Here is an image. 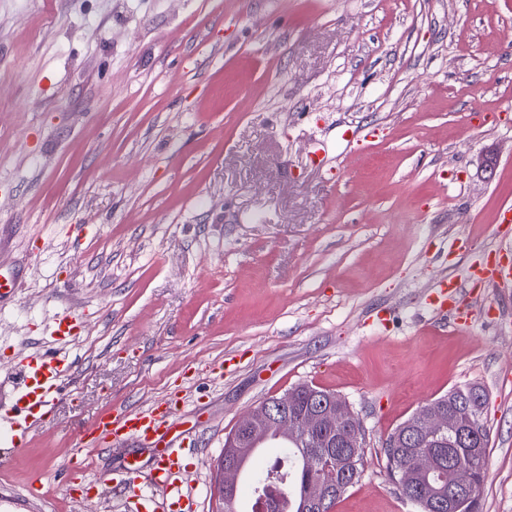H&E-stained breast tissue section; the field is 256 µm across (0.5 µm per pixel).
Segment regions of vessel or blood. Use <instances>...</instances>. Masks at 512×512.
I'll list each match as a JSON object with an SVG mask.
<instances>
[{
    "mask_svg": "<svg viewBox=\"0 0 512 512\" xmlns=\"http://www.w3.org/2000/svg\"><path fill=\"white\" fill-rule=\"evenodd\" d=\"M512 282V262L501 259L477 269L469 285L484 282ZM465 285L454 279L442 280L433 299L434 306L445 309L461 297ZM71 369L67 358L55 353L28 356L18 372V392L10 405L0 407V443L8 448L26 447L39 422L48 417L62 390V382ZM137 439L153 446L157 457L151 473L152 487L162 489L164 499L143 495L142 472L136 462H128L115 472V488L130 493L136 512H196L193 496L185 492L180 475L193 456V429L180 425L172 401L161 399L140 410L108 411L100 414L85 431L80 448L72 453L73 463H82L86 448L115 445Z\"/></svg>",
    "mask_w": 512,
    "mask_h": 512,
    "instance_id": "1",
    "label": "vessel or blood"
}]
</instances>
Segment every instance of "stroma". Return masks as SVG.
<instances>
[{
  "label": "stroma",
  "mask_w": 512,
  "mask_h": 512,
  "mask_svg": "<svg viewBox=\"0 0 512 512\" xmlns=\"http://www.w3.org/2000/svg\"><path fill=\"white\" fill-rule=\"evenodd\" d=\"M474 112L494 122H471ZM375 129L350 151L345 130ZM323 155V166L313 159ZM512 0H0V404L18 369L71 358L28 446H0V512H125L107 477L135 442L85 451L102 410L186 397L198 512L260 402L343 398L365 466L335 512H419L380 448L431 400L476 385L482 512H512V288L443 331L440 281L512 248ZM71 317L74 340L53 332ZM43 496H29L32 480Z\"/></svg>",
  "instance_id": "obj_1"
}]
</instances>
